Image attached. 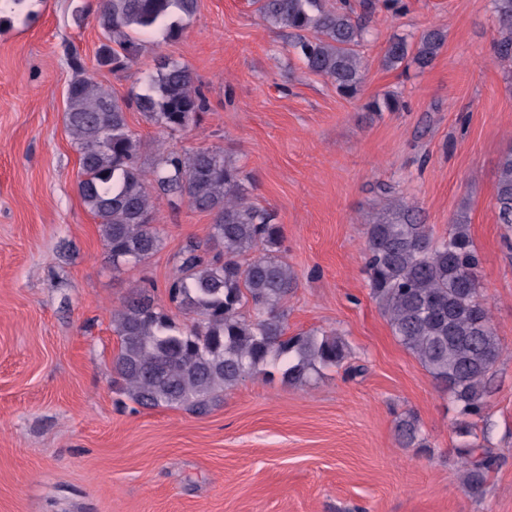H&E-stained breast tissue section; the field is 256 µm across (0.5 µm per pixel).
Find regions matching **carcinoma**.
Returning a JSON list of instances; mask_svg holds the SVG:
<instances>
[{"instance_id":"cac0c4a2","label":"carcinoma","mask_w":512,"mask_h":512,"mask_svg":"<svg viewBox=\"0 0 512 512\" xmlns=\"http://www.w3.org/2000/svg\"><path fill=\"white\" fill-rule=\"evenodd\" d=\"M197 2L98 0L95 21L103 36L98 64L127 69L138 56L141 33L160 30L168 40L179 38L182 20L195 15ZM255 4L268 26L299 36L295 48L311 72L330 79L345 97L357 94L363 69L358 47L368 30L350 0ZM493 8L502 33L496 57L511 62L512 0H493ZM444 43L439 29L422 33L412 46L394 37L382 64L425 68ZM69 60L75 77L67 89L66 123L79 154V193L98 221L112 262L136 265L161 245L154 187L171 204L185 201L213 216L208 240L178 253L167 287L169 301L189 322L176 324L143 288L134 289L112 313L120 339L112 368L128 398L145 409L175 407L204 415L225 391L269 365L278 366L281 381L294 387L307 386L323 368L342 367L348 352L340 337L286 335L285 304L297 279L279 254L280 225L271 212L249 201L241 169L223 151L209 148L184 154L158 148L150 166L142 161L141 141L129 129L126 109L136 105L164 133L186 129L207 108L188 67L158 60L146 93L132 104L87 76L77 51ZM398 107L396 98L384 96L367 109ZM496 207L500 223L512 224V148L499 161ZM365 227L371 297L395 338L464 417L457 432L468 441L457 454L464 485L479 496L497 456L472 437L478 424L487 422L488 384L503 348L480 295V259L465 212L436 239L417 210L395 198ZM257 251L260 255L251 257ZM397 434L407 447L424 441L412 417L398 421Z\"/></svg>"}]
</instances>
